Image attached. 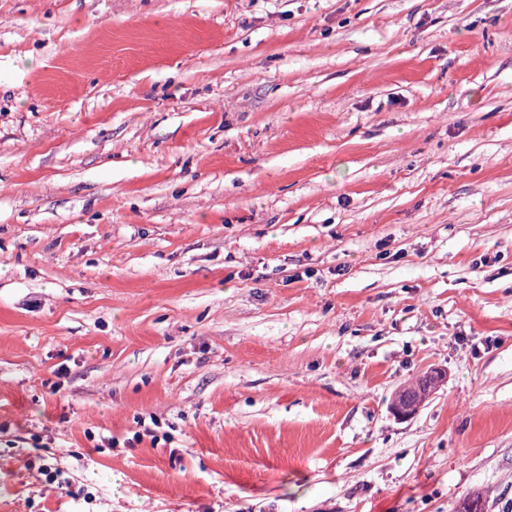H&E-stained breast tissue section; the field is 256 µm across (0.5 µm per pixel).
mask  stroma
<instances>
[{"label": "stroma", "mask_w": 512, "mask_h": 512, "mask_svg": "<svg viewBox=\"0 0 512 512\" xmlns=\"http://www.w3.org/2000/svg\"><path fill=\"white\" fill-rule=\"evenodd\" d=\"M477 492L512 512V0H0V512Z\"/></svg>", "instance_id": "stroma-1"}]
</instances>
